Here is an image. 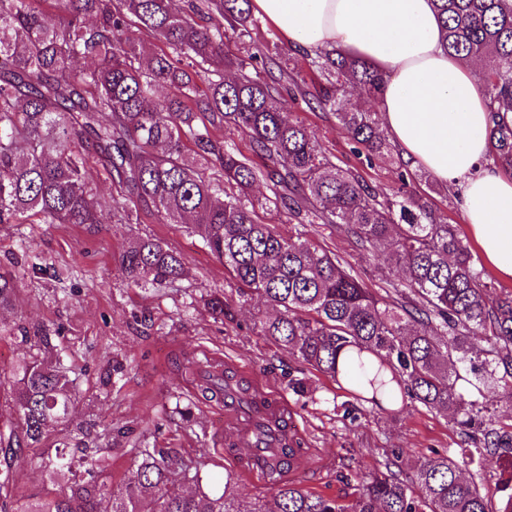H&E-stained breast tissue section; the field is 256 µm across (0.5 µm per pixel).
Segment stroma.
Masks as SVG:
<instances>
[{
  "label": "stroma",
  "mask_w": 512,
  "mask_h": 512,
  "mask_svg": "<svg viewBox=\"0 0 512 512\" xmlns=\"http://www.w3.org/2000/svg\"><path fill=\"white\" fill-rule=\"evenodd\" d=\"M285 113L305 123L337 163L360 169L384 192L397 190L395 164L362 165L334 115L291 101ZM301 231L343 257L364 280L381 276L377 260L359 252L335 225L307 224ZM141 236L179 250L184 276L161 287L129 286L118 256ZM34 254L35 269L24 262ZM0 272L20 282L16 309L0 314V324L11 329L0 337V373L29 348L21 327L51 329L80 391L74 420L92 426L87 434L69 427L62 435L73 448L109 449L104 481H120L136 449L155 447L173 449L188 463H205L214 484H222L228 463L215 448L224 413L218 402L186 386V362L203 349L233 357L287 395L307 449L296 480L343 503L358 494L351 473L368 471L383 449H400L398 465L407 471L418 457L456 447L460 440L446 417L419 406L400 415L375 410L354 420L345 417L340 383L257 334V301L240 304L235 323L213 320L203 300L230 292L231 277L188 225L162 224L154 217L142 224H0ZM292 378L306 379L310 394H290Z\"/></svg>",
  "instance_id": "obj_1"
}]
</instances>
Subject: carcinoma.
<instances>
[{
	"mask_svg": "<svg viewBox=\"0 0 512 512\" xmlns=\"http://www.w3.org/2000/svg\"><path fill=\"white\" fill-rule=\"evenodd\" d=\"M433 2L448 54L488 62L479 86L491 157L512 171V0ZM260 24L250 0H0V224L106 223L87 179L100 167L131 202L113 205L112 223L138 224L144 212L192 225L239 297L276 308L257 316L260 335L350 386L344 414L359 404L399 414L417 402L449 418L463 445L421 457L410 475L391 470V450L349 504L288 477L271 488L267 511L235 471L225 470L221 491L207 490L200 468L167 448L138 450L126 478L109 485L104 449H41L49 429L72 423L80 394L50 329L34 325L31 353L9 370L0 512H512V475L498 482V508L483 484L489 456L512 470V425L489 406L498 389L512 399V292H496L435 206L432 194L448 187L400 159L401 188L384 196L333 162L303 122L284 119L285 96L298 94L335 115L355 154L387 159L379 113L352 96L379 97L384 74L322 50L308 61V84L278 49L224 54L226 33L242 41ZM275 69L289 81L284 95L267 81ZM224 128L248 135L249 154L213 134ZM261 182L269 193L251 194ZM268 212L334 224L363 252L385 243L394 268L373 287L299 230L267 222ZM118 264L136 287L184 271L181 253L151 236L124 247ZM18 294L17 278L0 272V312ZM207 305L234 321L228 297ZM37 449L51 488L27 498L16 471Z\"/></svg>",
	"mask_w": 512,
	"mask_h": 512,
	"instance_id": "cac0c4a2",
	"label": "carcinoma"
}]
</instances>
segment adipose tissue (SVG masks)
<instances>
[{
    "instance_id": "ef3b65f1",
    "label": "adipose tissue",
    "mask_w": 512,
    "mask_h": 512,
    "mask_svg": "<svg viewBox=\"0 0 512 512\" xmlns=\"http://www.w3.org/2000/svg\"><path fill=\"white\" fill-rule=\"evenodd\" d=\"M290 44L382 71L381 129L411 165L458 190L484 259L512 277V173L489 159V114L471 66L448 55L432 0H252Z\"/></svg>"
}]
</instances>
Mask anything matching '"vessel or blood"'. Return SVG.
I'll list each match as a JSON object with an SVG mask.
<instances>
[{"instance_id": "b4317fda", "label": "vessel or blood", "mask_w": 512, "mask_h": 512, "mask_svg": "<svg viewBox=\"0 0 512 512\" xmlns=\"http://www.w3.org/2000/svg\"><path fill=\"white\" fill-rule=\"evenodd\" d=\"M206 364L210 377L233 376L224 388V443L247 440L248 455L233 459L239 473L269 488L298 469L301 453L285 450L295 423L287 399L274 396L261 376L234 361L210 356Z\"/></svg>"}]
</instances>
